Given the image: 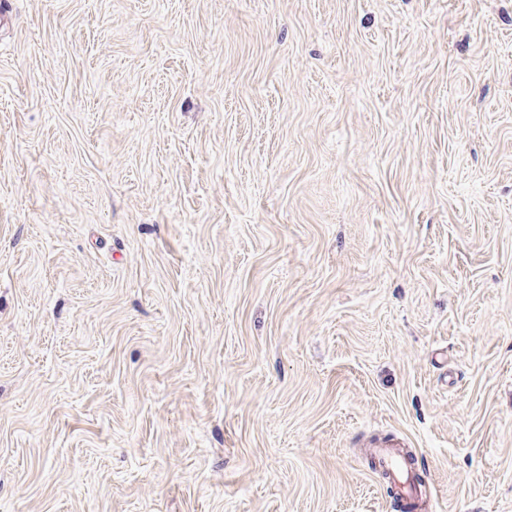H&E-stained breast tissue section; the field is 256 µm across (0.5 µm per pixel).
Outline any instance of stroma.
Here are the masks:
<instances>
[{
  "instance_id": "stroma-1",
  "label": "stroma",
  "mask_w": 512,
  "mask_h": 512,
  "mask_svg": "<svg viewBox=\"0 0 512 512\" xmlns=\"http://www.w3.org/2000/svg\"><path fill=\"white\" fill-rule=\"evenodd\" d=\"M512 512V0H0V512ZM374 456L400 498L411 503L423 498L422 485L417 472L395 453L392 444L389 442L380 444L375 448Z\"/></svg>"
}]
</instances>
